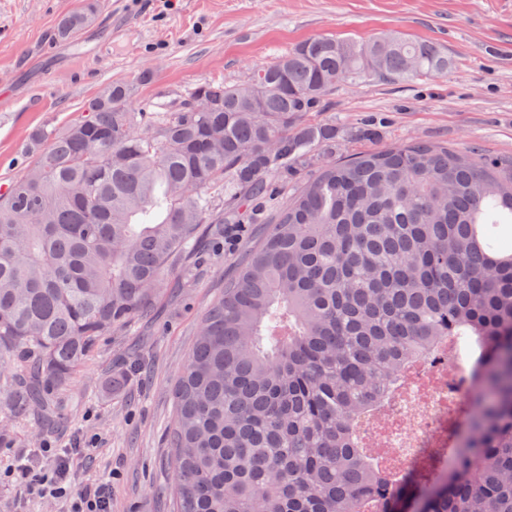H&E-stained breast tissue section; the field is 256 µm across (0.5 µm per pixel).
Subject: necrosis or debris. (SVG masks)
<instances>
[{
    "instance_id": "1",
    "label": "necrosis or debris",
    "mask_w": 512,
    "mask_h": 512,
    "mask_svg": "<svg viewBox=\"0 0 512 512\" xmlns=\"http://www.w3.org/2000/svg\"><path fill=\"white\" fill-rule=\"evenodd\" d=\"M473 388V365L461 363L450 342H442L365 414L359 424L361 446L389 474L445 457L448 437L459 426L457 410Z\"/></svg>"
}]
</instances>
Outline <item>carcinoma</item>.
<instances>
[{
	"mask_svg": "<svg viewBox=\"0 0 512 512\" xmlns=\"http://www.w3.org/2000/svg\"><path fill=\"white\" fill-rule=\"evenodd\" d=\"M97 0L57 23L62 40ZM448 72L398 34L302 41L179 105L108 82L35 129L0 193V353L13 406L66 385L98 342L168 287L207 226L258 224L276 178L305 173L204 313L174 388L173 512H363L380 473L356 420L442 336L485 342L476 408L449 464L393 480L381 512H512V159L391 144L320 162L311 123L341 82Z\"/></svg>",
	"mask_w": 512,
	"mask_h": 512,
	"instance_id": "obj_1",
	"label": "carcinoma"
}]
</instances>
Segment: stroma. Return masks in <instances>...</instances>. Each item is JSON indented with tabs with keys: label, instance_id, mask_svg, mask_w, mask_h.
<instances>
[{
	"label": "stroma",
	"instance_id": "obj_1",
	"mask_svg": "<svg viewBox=\"0 0 512 512\" xmlns=\"http://www.w3.org/2000/svg\"><path fill=\"white\" fill-rule=\"evenodd\" d=\"M81 0H0V181L21 175L37 128H58L101 86H137V102L167 107L202 82H235L295 44L338 35L360 42L395 31L447 55V73L410 81L342 82L314 123L336 127L348 155L408 142L512 157V0H119L74 41L56 36ZM267 230L204 233L176 264L144 319L103 339L47 405L8 409L0 391V466L52 442L99 445L77 478H112V512H171L167 436L173 389L211 300L245 247Z\"/></svg>",
	"mask_w": 512,
	"mask_h": 512
}]
</instances>
